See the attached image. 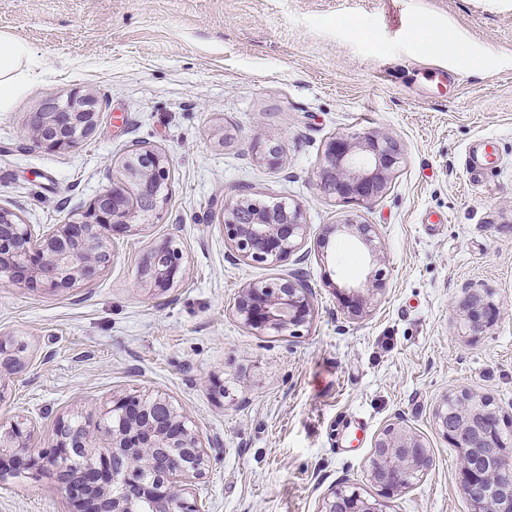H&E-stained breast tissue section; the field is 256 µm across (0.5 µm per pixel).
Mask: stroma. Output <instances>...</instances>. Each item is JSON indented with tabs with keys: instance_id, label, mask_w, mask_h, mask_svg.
I'll list each match as a JSON object with an SVG mask.
<instances>
[{
	"instance_id": "35a3bbf8",
	"label": "stroma",
	"mask_w": 512,
	"mask_h": 512,
	"mask_svg": "<svg viewBox=\"0 0 512 512\" xmlns=\"http://www.w3.org/2000/svg\"><path fill=\"white\" fill-rule=\"evenodd\" d=\"M0 34L48 65L0 112L1 206L38 230L63 223L122 178L135 143L170 172L94 282L0 277V338L22 359L0 373V420L34 421L47 442L59 417L165 395L219 448L186 485L202 512H319L339 483L374 495V440L401 420L433 463L388 512H473L434 412L458 387L512 419V0H0ZM78 91L100 107L90 135L56 151L24 138L31 113ZM368 132L401 149L387 191L364 205L325 195L327 142ZM270 139L274 170L257 158ZM486 149L474 176L469 154ZM243 189L301 205V258L234 256L220 224ZM351 216L376 225V253L329 232ZM167 241L183 269L155 295L141 268ZM378 272L383 292L350 317L340 289ZM296 273L315 309L299 335L239 322L242 288ZM471 286L499 309L476 337ZM69 510L51 473L0 474V512Z\"/></svg>"
}]
</instances>
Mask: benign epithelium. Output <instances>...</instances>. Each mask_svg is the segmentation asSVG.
Returning <instances> with one entry per match:
<instances>
[{"label":"benign epithelium","instance_id":"benign-epithelium-1","mask_svg":"<svg viewBox=\"0 0 512 512\" xmlns=\"http://www.w3.org/2000/svg\"><path fill=\"white\" fill-rule=\"evenodd\" d=\"M97 101L90 93L74 96L64 107L52 105L32 113L27 137L51 150L75 146L97 124ZM262 162L278 167V145L267 142ZM398 144L372 134L339 135L326 145L320 188L346 202L366 203L382 195L397 173ZM125 179L112 180L90 202L81 217L35 233L10 209L0 207V273L26 288L69 290L94 281L110 262L111 237L157 209L169 178L161 153L135 146L123 162ZM298 204L272 205L244 195L224 204L222 231L232 251L258 264L287 260L301 248L306 224ZM331 230L357 236L375 249L376 227L354 219ZM183 253L168 243L155 250L142 268L150 289L170 290L181 272ZM383 291V279L348 289L343 301L358 317ZM462 304L468 332L480 334L492 304L468 288ZM235 312L243 325L259 335L269 331L298 332L314 315L312 293L301 276L252 283L242 289ZM19 359L12 345L0 339V370H11ZM436 423L453 447L462 449L459 482L474 512H502V500L512 499V455L505 452L500 417L493 401L467 389L447 392L435 411ZM41 447L36 425L24 420L0 421V469L10 462L26 470H53L72 512H200L181 482L205 475L210 456L206 444L170 401L158 395L112 397L103 413L78 420L59 418L48 450ZM427 446L407 425H387L374 442L369 481L372 498L339 484L324 496L320 512H387L388 500L423 476L431 467Z\"/></svg>","mask_w":512,"mask_h":512}]
</instances>
